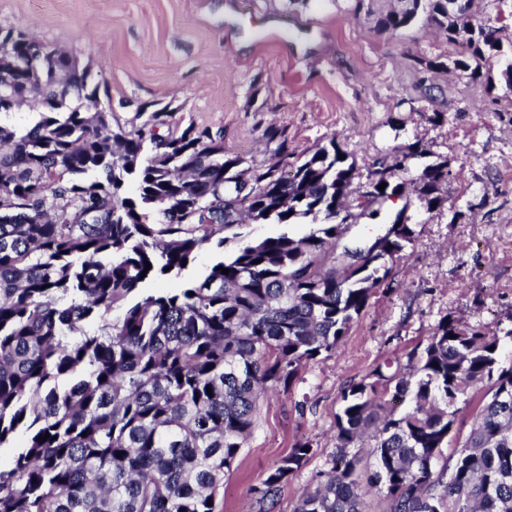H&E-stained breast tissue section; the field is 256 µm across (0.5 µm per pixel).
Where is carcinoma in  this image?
Returning <instances> with one entry per match:
<instances>
[{"label":"carcinoma","instance_id":"carcinoma-1","mask_svg":"<svg viewBox=\"0 0 512 512\" xmlns=\"http://www.w3.org/2000/svg\"><path fill=\"white\" fill-rule=\"evenodd\" d=\"M353 2L375 13L376 0ZM470 3L450 16L448 0H393L375 29L422 18L465 41L454 68L481 82L502 38ZM46 51L26 69L0 60L12 105L32 100L39 115L23 129L0 124V449H14L0 464V512H218L266 392L335 352L385 285L386 259L411 241L401 210L377 253L336 257L341 226L378 216L403 184L382 171L356 196L336 140L299 160L275 126L264 131L273 160L256 165L205 127L157 133L159 112L115 125L90 108V70ZM241 181L248 193L227 189ZM446 181L447 162L425 166L419 200L441 204ZM245 217L316 228L249 240ZM213 239L232 249L204 275L141 288L181 274ZM390 366L342 392L338 458L294 512H368L373 494L383 512H512V366L500 367V338L443 321ZM488 384L453 464L440 463L456 405ZM364 447L371 465L349 452ZM314 455L295 444L254 488L265 512Z\"/></svg>","mask_w":512,"mask_h":512}]
</instances>
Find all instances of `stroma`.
<instances>
[{"instance_id": "obj_1", "label": "stroma", "mask_w": 512, "mask_h": 512, "mask_svg": "<svg viewBox=\"0 0 512 512\" xmlns=\"http://www.w3.org/2000/svg\"><path fill=\"white\" fill-rule=\"evenodd\" d=\"M0 28L89 66L100 108L121 124L143 105L164 107L159 133L206 126L256 164L272 158L263 138L272 125L299 155L334 140L354 162L360 191L382 160L414 143L420 156L391 183L414 188L426 165L448 163L441 206L397 200L345 226L342 243H370L400 211L414 234L387 263L392 289L370 297L336 352L263 402L224 479L222 512H263L253 487L309 439L316 453L275 510L293 512L330 467L342 391L380 364H405L443 320L490 336L512 329V92L454 70L465 43L422 24L377 34L347 0H0Z\"/></svg>"}]
</instances>
